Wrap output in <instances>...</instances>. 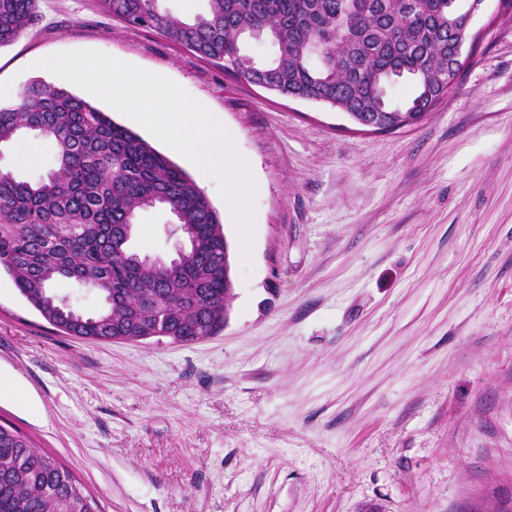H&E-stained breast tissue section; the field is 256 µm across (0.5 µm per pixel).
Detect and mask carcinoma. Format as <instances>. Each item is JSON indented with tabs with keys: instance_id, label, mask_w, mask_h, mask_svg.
Masks as SVG:
<instances>
[{
	"instance_id": "1",
	"label": "carcinoma",
	"mask_w": 512,
	"mask_h": 512,
	"mask_svg": "<svg viewBox=\"0 0 512 512\" xmlns=\"http://www.w3.org/2000/svg\"><path fill=\"white\" fill-rule=\"evenodd\" d=\"M39 0H0V46L37 23ZM136 28L158 32L197 55L224 63L248 82L283 95L339 103L393 128L418 121L448 87L429 86L448 69V0H208L191 20L160 0H105ZM277 46L262 71L239 63L245 44ZM417 77L416 92L390 112L383 78ZM33 132L53 145L52 166L35 179L0 168V269L26 300L54 297L59 278L100 299L101 309L70 319L73 304L53 303L48 322L71 336L172 337L189 343L224 323L232 298L222 224L195 181L127 127L70 90L36 79L0 104V151ZM165 210L181 230L173 252L130 260L128 226ZM0 512H98L95 498L54 456L0 427Z\"/></svg>"
}]
</instances>
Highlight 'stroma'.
<instances>
[{
    "instance_id": "obj_1",
    "label": "stroma",
    "mask_w": 512,
    "mask_h": 512,
    "mask_svg": "<svg viewBox=\"0 0 512 512\" xmlns=\"http://www.w3.org/2000/svg\"><path fill=\"white\" fill-rule=\"evenodd\" d=\"M0 48V103L49 55L163 75L224 127L255 183L252 270L225 325L179 344L45 321L0 274V424L102 512H512V10L488 0L456 84L394 131L225 71L103 0H40ZM183 169L241 240L217 181ZM167 216L132 247L169 257Z\"/></svg>"
}]
</instances>
